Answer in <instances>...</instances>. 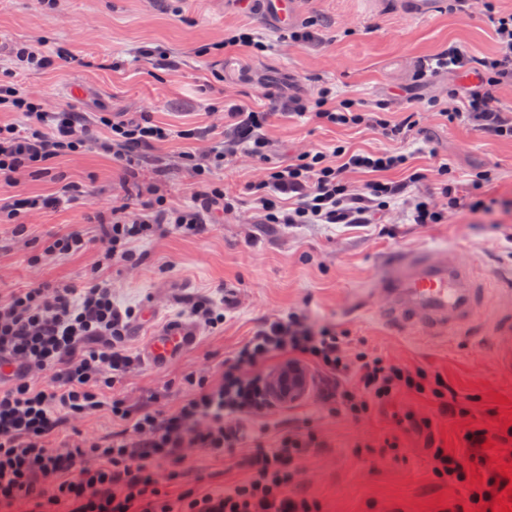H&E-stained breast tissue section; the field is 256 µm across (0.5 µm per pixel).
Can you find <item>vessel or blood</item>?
Instances as JSON below:
<instances>
[{"label": "vessel or blood", "mask_w": 512, "mask_h": 512, "mask_svg": "<svg viewBox=\"0 0 512 512\" xmlns=\"http://www.w3.org/2000/svg\"><path fill=\"white\" fill-rule=\"evenodd\" d=\"M379 293L377 316L396 333L492 337L497 369L512 376V278L501 286L474 259L449 261L408 251L383 272ZM197 342L193 324L175 321L144 339L140 357L145 365L161 370Z\"/></svg>", "instance_id": "vessel-or-blood-1"}]
</instances>
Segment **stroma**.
Masks as SVG:
<instances>
[{
  "label": "stroma",
  "instance_id": "35a3bbf8",
  "mask_svg": "<svg viewBox=\"0 0 512 512\" xmlns=\"http://www.w3.org/2000/svg\"><path fill=\"white\" fill-rule=\"evenodd\" d=\"M313 18L321 41L302 47L282 39L262 5L249 10L237 0H60L50 13L38 0H0V65L6 64L8 47L15 41L39 39L47 49L66 48L83 58V65L62 63L20 77L23 87L47 108L71 103L84 112L105 109L117 121L149 111L157 121L178 129L206 127L208 139L193 145L203 154L224 136L223 116L206 109L210 94L205 85L213 72L223 73L225 95L254 107L269 108L263 96L268 85L285 97L332 85L369 107L399 94L396 109L402 112L406 97H442L450 86L461 84L455 71L440 73L426 85L416 80L448 43H460L476 57L496 49L483 0H471L465 15L449 11L448 0H437L426 18L414 14L411 0H297L293 27ZM241 26L269 40L271 50L200 55V47L222 41L225 31ZM146 45L176 56L178 68L159 70L135 58V49ZM116 60L121 63L117 69L112 66ZM267 135L277 161L312 144L329 149L348 142L365 150L387 145L371 130L320 127L280 112L272 115ZM412 138L422 148L413 166L428 167L430 150H437L447 158L463 196L471 192L476 173L497 166V179L484 184L482 192L500 199V206L474 214L464 210L444 224H410L398 215L389 224H306L293 229L276 224L250 228L251 212L244 206L201 237L157 234L137 245L144 259L136 269L112 270L117 299L147 308L158 326L188 318L187 302L195 297L227 295L233 305L223 324L202 330L196 349L160 371L137 365L115 385L114 396L135 405L156 395L161 406L173 405L184 393V375L205 370L218 376L265 320L299 311L390 361L444 374L469 409L465 417L442 414L412 395H402L398 402L430 417L437 440L449 452H464L463 436L473 425L512 424V380L496 370L488 340L395 336L368 312L382 260L403 251L435 250L448 259L466 253L487 270L512 265V244L503 239L512 232V209L507 206L512 199V141L436 115L428 116ZM188 146L181 139L157 146L154 162L139 171L141 183L158 184L175 206L192 191L180 160ZM60 168L70 180L87 185L91 194L72 207L30 215L23 239L14 238L12 225L0 224V293L29 284L27 257L39 241L72 225L98 237V225L87 223V216L94 207L119 205L127 198L120 167L95 151L63 159ZM280 418L293 427L311 425L330 444L324 453L304 460L299 475L324 502L325 512H438L440 504L460 492L432 477L429 457H416L407 448L386 455L354 453V441H380L395 433L394 423L378 416L362 422L342 413L331 417L310 394ZM190 466L188 481L204 486L245 476L237 453L217 458L198 450Z\"/></svg>",
  "mask_w": 512,
  "mask_h": 512
}]
</instances>
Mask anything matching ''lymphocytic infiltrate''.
Here are the masks:
<instances>
[{
	"mask_svg": "<svg viewBox=\"0 0 512 512\" xmlns=\"http://www.w3.org/2000/svg\"><path fill=\"white\" fill-rule=\"evenodd\" d=\"M484 6L496 51L474 58L451 43L416 76L425 83L445 70L470 72L472 81L450 87L446 99L411 106L396 120L392 100L366 108L330 85L313 96L284 100L265 91V98L276 104L272 111L216 94L207 109L223 113V140L203 156L192 149L180 154L194 182L189 202L172 206L151 187L148 200L138 206L92 212L90 223L101 227L98 239L75 225L44 240L28 258L31 285L0 297V363L12 368L0 376V512H16L20 505L25 512H323L321 500L308 493L298 474L302 461L324 448L325 440L311 429L267 427L285 403L271 384L291 368L313 376L315 396L329 413L342 411L358 422L404 393L431 399L440 412L466 415L442 375L350 351L347 336L313 326L294 311L265 321L218 379L187 374L186 392L176 404L163 409L149 402L126 405L107 391L137 364L125 346L136 311L118 303L107 271L136 268L142 257L135 244L156 232L203 236L244 201L261 223L287 228L371 224L377 215L396 210L412 224H442L463 209L492 210L494 200L459 195L450 166L437 151L429 153L430 167L417 168L408 147L428 112L512 140V115L496 105L497 91L512 85V12L497 11L493 0ZM73 59L67 50L50 53L42 41L29 40L10 46V66L0 72V112L22 116L18 124L0 123V189L12 191L0 202V224L13 225L18 237L30 214L87 198V189L60 170V160L92 147L131 178L136 166L152 162L157 145L210 134L206 128L173 129L149 112L117 122L106 111L91 116L71 105L49 110L17 80L19 74ZM276 110L321 126L375 130L395 146L363 151L340 143L329 152L309 148L276 164L266 136ZM238 155L261 165L260 176L248 183L242 198L226 192L217 177L225 161ZM392 171L402 172V179H389ZM353 173L366 174V181L353 184ZM27 178L49 179L54 189L22 191ZM425 181L431 182L432 192L419 191ZM93 247L98 259L81 285L40 279L44 266ZM102 412L119 425L105 436L84 427ZM465 441L467 455L440 447L432 453L433 476L464 490L442 512H495L498 496L512 480L488 467L482 446L492 443L504 463L511 464L512 427L475 426ZM197 449L216 457L240 452L246 478L211 488L186 483L189 454ZM479 468L484 479L475 485L469 474Z\"/></svg>",
	"mask_w": 512,
	"mask_h": 512,
	"instance_id": "lymphocytic-infiltrate-1",
	"label": "lymphocytic infiltrate"
}]
</instances>
